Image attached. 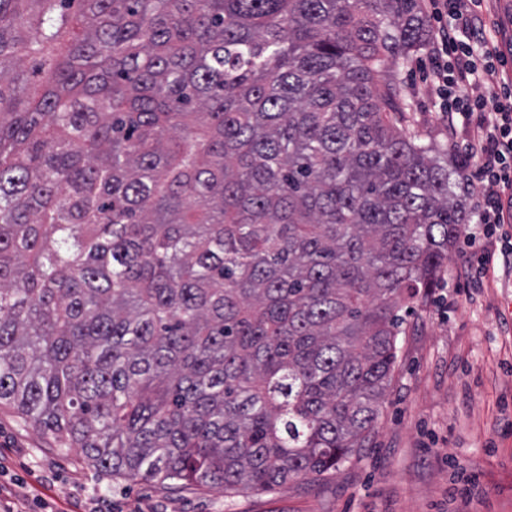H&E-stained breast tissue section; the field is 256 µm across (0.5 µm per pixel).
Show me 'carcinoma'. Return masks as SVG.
<instances>
[{
  "label": "carcinoma",
  "mask_w": 512,
  "mask_h": 512,
  "mask_svg": "<svg viewBox=\"0 0 512 512\" xmlns=\"http://www.w3.org/2000/svg\"><path fill=\"white\" fill-rule=\"evenodd\" d=\"M422 0H0V407L267 491L367 447L469 221L405 134Z\"/></svg>",
  "instance_id": "carcinoma-1"
}]
</instances>
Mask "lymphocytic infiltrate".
I'll return each instance as SVG.
<instances>
[{"instance_id":"lymphocytic-infiltrate-1","label":"lymphocytic infiltrate","mask_w":512,"mask_h":512,"mask_svg":"<svg viewBox=\"0 0 512 512\" xmlns=\"http://www.w3.org/2000/svg\"><path fill=\"white\" fill-rule=\"evenodd\" d=\"M438 31L428 50L429 91L439 100L449 127L466 126L469 151L460 171L475 169L489 192L475 215L485 226L507 223L512 208V78L503 79L506 55L498 48L477 50L471 37L484 0H428ZM485 83L481 95L472 87Z\"/></svg>"}]
</instances>
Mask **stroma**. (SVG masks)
<instances>
[{"label": "stroma", "mask_w": 512, "mask_h": 512, "mask_svg": "<svg viewBox=\"0 0 512 512\" xmlns=\"http://www.w3.org/2000/svg\"><path fill=\"white\" fill-rule=\"evenodd\" d=\"M400 70L403 128L464 155L419 68ZM479 248L459 240L438 286L406 318L390 395L367 448L335 473L269 491L172 490L93 469L0 407V487L15 512H512V265L452 288Z\"/></svg>", "instance_id": "35a3bbf8"}]
</instances>
